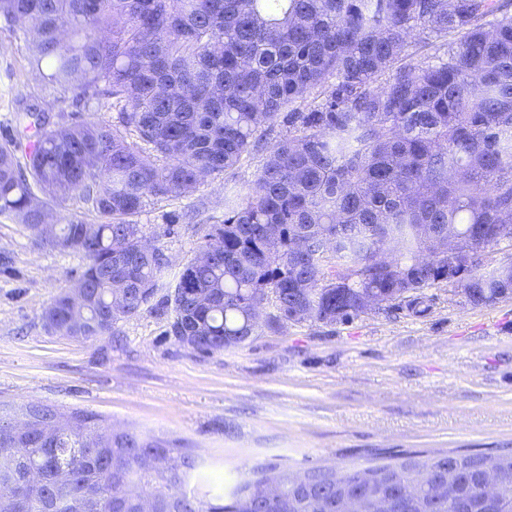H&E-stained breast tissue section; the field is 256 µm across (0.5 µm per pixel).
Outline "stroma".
<instances>
[{"label":"stroma","instance_id":"35a3bbf8","mask_svg":"<svg viewBox=\"0 0 512 512\" xmlns=\"http://www.w3.org/2000/svg\"><path fill=\"white\" fill-rule=\"evenodd\" d=\"M21 96L49 103L57 125L112 117L35 80L25 45L0 25V141L16 133ZM263 158L254 153L189 197L150 199L138 222L169 265L149 306L91 341L51 334L42 320L85 259L0 216V408L82 411L186 449L218 494L261 465L302 471L362 467L382 449H511L512 298L475 307L432 288L421 316L264 327L244 347L207 356L168 336L162 303L223 219L225 187L251 180Z\"/></svg>","mask_w":512,"mask_h":512}]
</instances>
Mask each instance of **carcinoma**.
<instances>
[{
    "mask_svg": "<svg viewBox=\"0 0 512 512\" xmlns=\"http://www.w3.org/2000/svg\"><path fill=\"white\" fill-rule=\"evenodd\" d=\"M0 22L28 45L32 74L62 94L106 105L116 121L50 127L18 100L23 128L0 144V214L27 230L52 221L50 245L81 254L86 320L71 323L64 291L43 311L48 330L92 340L138 315L169 261L144 255L138 217L150 196L177 199L263 148L270 124L288 134L254 179L224 191L172 299V336L202 337L207 355L243 347L258 328L250 301L272 299L269 329L348 323L360 288L387 307L426 311L425 290L448 282L431 238L474 246L459 283L473 305L512 296V272H482L479 253L512 237V0H0ZM314 96V105L301 102ZM77 200L99 221L58 214ZM387 251L397 270L383 272ZM405 298L394 301L400 290ZM27 439L5 432L0 458L20 512H254L255 491L283 479L265 512H337L336 494L363 500L364 480L413 481L393 512H475L477 478L493 463L512 484V452H376L364 468L309 469L315 488L276 465L223 495L189 487L199 462L180 448L100 426L81 411L32 405ZM52 417L55 436L40 439ZM469 476L456 502L430 495L428 462Z\"/></svg>",
    "mask_w": 512,
    "mask_h": 512,
    "instance_id": "obj_1",
    "label": "carcinoma"
}]
</instances>
